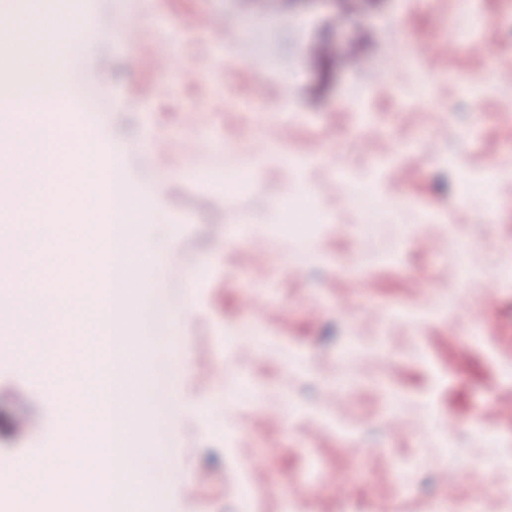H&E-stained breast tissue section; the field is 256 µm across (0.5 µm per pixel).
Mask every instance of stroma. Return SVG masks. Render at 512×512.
Here are the masks:
<instances>
[{
  "instance_id": "stroma-1",
  "label": "stroma",
  "mask_w": 512,
  "mask_h": 512,
  "mask_svg": "<svg viewBox=\"0 0 512 512\" xmlns=\"http://www.w3.org/2000/svg\"><path fill=\"white\" fill-rule=\"evenodd\" d=\"M105 0L145 31L91 71L109 101L84 128L120 142L134 187L175 175L135 231L161 255L136 363L141 405L180 454L130 461L150 512H500L512 490V0ZM241 36L225 58L212 32ZM276 55L275 75L252 66ZM160 64H150L152 56ZM197 70L195 86L181 73ZM304 160L242 191L269 143ZM322 234L276 240L283 199ZM223 225L215 236V225ZM238 333L232 343L225 325ZM54 413L47 434L28 424ZM73 410L0 361V486L56 453Z\"/></svg>"
}]
</instances>
